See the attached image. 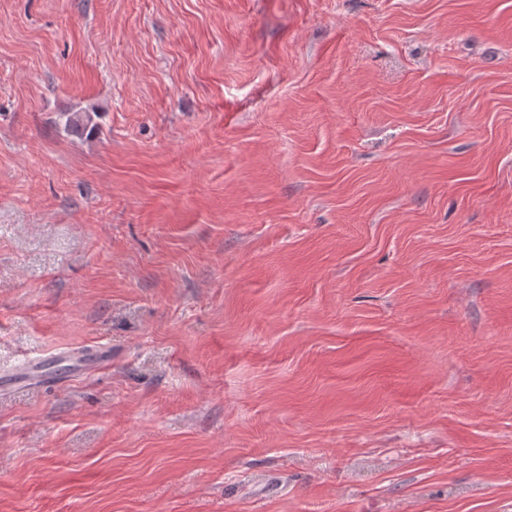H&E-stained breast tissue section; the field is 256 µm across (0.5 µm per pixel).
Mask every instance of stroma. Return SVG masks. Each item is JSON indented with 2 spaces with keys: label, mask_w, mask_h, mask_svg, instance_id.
Segmentation results:
<instances>
[{
  "label": "stroma",
  "mask_w": 512,
  "mask_h": 512,
  "mask_svg": "<svg viewBox=\"0 0 512 512\" xmlns=\"http://www.w3.org/2000/svg\"><path fill=\"white\" fill-rule=\"evenodd\" d=\"M99 343L0 512H512V0H0V369Z\"/></svg>",
  "instance_id": "1"
}]
</instances>
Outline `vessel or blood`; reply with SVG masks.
Returning <instances> with one entry per match:
<instances>
[{"label": "vessel or blood", "instance_id": "b4317fda", "mask_svg": "<svg viewBox=\"0 0 512 512\" xmlns=\"http://www.w3.org/2000/svg\"><path fill=\"white\" fill-rule=\"evenodd\" d=\"M112 358V348L102 344L88 349H69L57 352L52 357H33L15 367L0 372V393L17 392L30 388L44 379L62 363L79 366L88 361L103 363Z\"/></svg>", "mask_w": 512, "mask_h": 512}]
</instances>
